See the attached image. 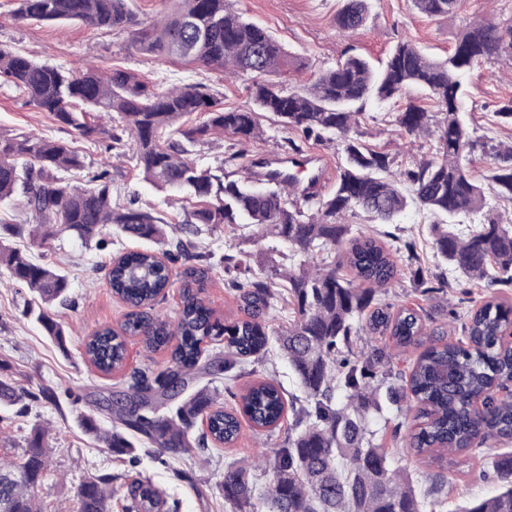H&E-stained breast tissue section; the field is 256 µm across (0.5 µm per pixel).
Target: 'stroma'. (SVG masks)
<instances>
[{
	"label": "stroma",
	"mask_w": 512,
	"mask_h": 512,
	"mask_svg": "<svg viewBox=\"0 0 512 512\" xmlns=\"http://www.w3.org/2000/svg\"><path fill=\"white\" fill-rule=\"evenodd\" d=\"M235 11L269 30L290 54L292 73L270 76L276 87L298 79H311L324 68L333 66L351 54L373 61L384 60L399 41L410 39L435 58H445L459 30L482 10L481 0H463L454 19L430 18L415 9L412 0H369L368 19L356 34L337 33L334 18L341 0H231ZM18 0H0V45L37 62H46L79 74L89 69L107 72L115 68L136 73L156 90L182 83H202L223 102L225 108L251 106L253 80L242 75L225 79L223 72L142 52L127 30L96 31L73 23H42L18 17ZM512 99V54L495 63L481 66L471 75L465 91V109L473 137L480 140L512 142V125L498 124L495 110ZM262 139L248 143L232 137L210 138L196 146L194 158L201 168L215 169L225 157L235 155L230 170L236 177H247L252 159L277 150L285 130L270 116L261 118ZM363 141L389 153L398 167L413 166L436 146L435 136H408L392 121L389 108H367L358 128ZM0 132L61 139L72 144L86 158L90 169L108 168L112 189L119 200L137 197L140 205L170 224H181L194 208L193 201L170 203L168 192L143 181L127 145H111L107 135L84 138L74 129L62 126L53 117L29 102L26 95L0 79ZM305 155L321 159L325 178L319 197L330 195L343 163L339 140L303 143ZM352 232L370 233L394 247V260L401 269L398 281L380 295L382 303L414 309L428 329H441L449 338L461 336L462 324L470 311L490 298L512 305V286L489 287L483 283L459 282L437 293L423 292L416 284L417 275L440 274L442 266L433 255L429 234L430 219L411 208L398 223L377 224L359 212L349 216ZM17 225V234L8 244L29 251L39 263L54 266L69 277L68 305L54 313L66 331V347L58 349L39 324L28 314L40 301L25 284L10 279L0 267V372L9 374L18 386L30 391L29 399L10 407L0 406V458L19 459L35 426L49 425L51 476L37 492L40 512H80L76 488L85 475L106 471L112 475L110 512H133L130 487L147 478L163 493L168 507L177 512H233L220 489L229 464L246 460L255 466L256 489H264L271 471L260 464L288 436L287 424H280L271 434L263 435L242 423L237 442L232 447L208 443L192 455L174 457L160 452L140 435H133L134 457H115L100 443L85 434L77 423L79 414L94 415L102 428L115 424L113 402L123 399L133 372L156 375L169 364L165 351L146 352L138 338L127 340L126 361L121 371L104 374L83 357L84 338L102 325L119 326L127 312L126 305L113 295L108 273L112 259L130 250L140 249V242L105 228L104 246L82 242L64 232L39 243L31 235L33 222L22 198L0 202V224ZM417 244L418 262L409 264L397 248L401 241ZM185 258L172 266L174 283L160 295L155 310L168 320H176L182 308V285L190 269L207 273L203 298L223 321L240 318L235 296L225 284L224 257L244 252L250 256L252 269L258 270L272 255L271 239L255 240L248 231H234L221 226L201 236L184 235ZM257 378L275 380L285 394L303 396L304 390L293 376L277 348L259 359L245 363L238 382L228 383L220 374H203L199 386L218 389L225 408L237 405L241 386ZM50 388L53 397L43 400L41 388ZM412 425L395 406L385 404L369 416L374 442L384 448L395 469L407 472L417 493L428 494L426 512H458L472 499L495 495L501 480L493 448H473L449 466L441 483H432L430 472L408 454L402 439Z\"/></svg>",
	"instance_id": "35a3bbf8"
}]
</instances>
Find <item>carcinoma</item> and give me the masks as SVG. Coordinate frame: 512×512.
<instances>
[{
    "label": "carcinoma",
    "instance_id": "1",
    "mask_svg": "<svg viewBox=\"0 0 512 512\" xmlns=\"http://www.w3.org/2000/svg\"><path fill=\"white\" fill-rule=\"evenodd\" d=\"M421 14L453 18L461 0H412ZM163 17L135 32L140 50L184 64L220 69L227 77L252 74L253 107L226 110L202 83L173 86L156 92L128 71L88 70L79 75L35 62L0 47V78L28 96L38 109L85 137L100 132L87 120L97 112L112 121V142L129 143L143 180L178 196L199 200L184 223L195 235L202 227L243 226L260 238H273L279 259H270L263 273L242 268L234 255L224 256L228 287L244 317L223 322L200 297L202 289L188 282L176 325L149 314L156 298L170 285V265L186 254L129 252L118 256L109 273L112 292L130 308L120 328L101 326L85 344V356L99 371L123 368L126 337L140 336L150 352L170 350L169 366L150 379L135 378L127 394L130 406L116 403L113 412L127 428L173 456L188 454L207 440L231 445L239 437L244 416L258 432L271 431L285 409L293 417L288 441L273 451V480L264 498L275 512H424L426 502L415 493L409 476L392 468L386 452L373 445L368 429L370 410L379 408L377 391L399 405H419L422 423L405 443L428 467L443 476V454H461L512 439V401L495 393L512 385V347L503 338L512 332V305L488 301L462 325L464 338L452 342L442 333L423 340V324L410 309L396 312L380 302L391 287L398 266L384 243L371 236L351 235L347 216L360 210L382 224H392L407 209L428 213L432 249L458 277L489 286L512 283V220L490 206V199L512 201V145L489 147L492 155L487 184L472 175L470 164L478 142L463 112V87L477 64H491L512 54V24L487 15L475 19L456 36L444 60L430 58L415 42L397 44L387 61L376 67L349 55L321 70L307 85L276 88L264 77L288 73L289 55L264 27L229 8L228 0H173ZM368 0H344L335 16L336 30L352 35L366 23ZM20 17L39 22H75L91 29L124 30L135 25L126 0H21ZM416 87L434 101L443 119L437 123L435 151L410 168L394 167V158L352 136L366 105L387 106ZM201 112L204 119L187 124L183 117ZM261 112L304 139L334 136L341 140L345 165L335 191L325 199L297 192L299 179L289 176L278 185L262 180L252 186L201 169L194 147L228 134L240 142L262 136ZM433 115L412 104L395 116L409 134L427 133ZM86 169L84 157L68 142L34 135L0 133V202L24 194L35 222L33 236L46 242L57 231H70L97 244L108 225L116 232L148 243H163L166 223L136 206V199L112 203V174L95 172V186L78 189L67 176ZM16 225H0V266L10 278L35 290L42 302L37 321L64 348L65 329L52 309L68 300V278L36 263L5 244L3 234ZM343 249L342 259L353 272L339 274L336 261L319 259L323 251ZM304 257L299 271L287 261ZM288 299L297 319L278 334L269 331L267 310ZM388 335L398 349H416L408 379L394 384L378 375L385 358L354 351L356 336ZM276 336L280 356L307 394V405L285 402L273 382L247 384L240 413L227 411L207 388L190 392L165 419L155 416L159 402L181 395L193 381L205 340L224 342V358L214 371L231 376L248 359L269 351ZM342 393L346 403L336 400ZM24 389L0 376V404L19 402ZM207 432L192 440L197 419ZM79 425L115 456L133 453V442L118 427L104 430L91 415ZM47 428L32 430L17 462L0 460V512H38V487L49 474ZM497 472L507 485L497 494L474 499L462 512H512V451L502 454ZM235 512H255L254 487L244 464L231 465L221 486ZM141 512H167L166 499L148 480L137 482ZM80 512H108L112 475L92 474L77 487Z\"/></svg>",
    "mask_w": 512,
    "mask_h": 512
}]
</instances>
